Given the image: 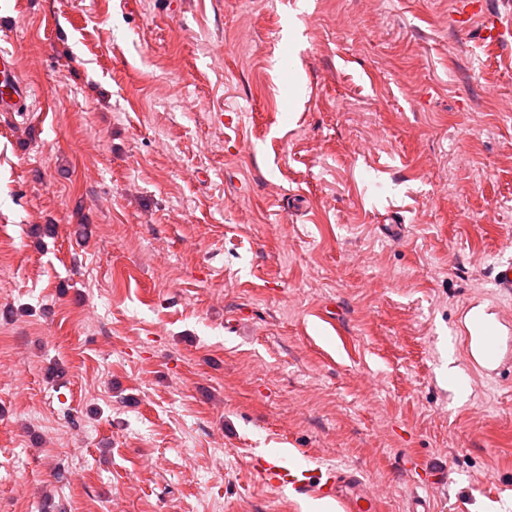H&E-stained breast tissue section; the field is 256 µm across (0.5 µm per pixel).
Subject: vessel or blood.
<instances>
[{
	"label": "vessel or blood",
	"instance_id": "vessel-or-blood-1",
	"mask_svg": "<svg viewBox=\"0 0 512 512\" xmlns=\"http://www.w3.org/2000/svg\"><path fill=\"white\" fill-rule=\"evenodd\" d=\"M456 11L461 29L481 21L483 41L495 44L512 35V16L492 11L487 0H458ZM32 97L33 90L21 79L13 56L0 52V112L27 111ZM461 318L467 323L462 330L463 348L475 351L477 369L495 373L502 363L499 321L478 320L467 310ZM253 468L270 487L334 499L339 512H383L381 499L366 492L361 479L343 469H301L266 455L255 458Z\"/></svg>",
	"mask_w": 512,
	"mask_h": 512
}]
</instances>
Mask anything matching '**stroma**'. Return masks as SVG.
<instances>
[{"label": "stroma", "mask_w": 512, "mask_h": 512, "mask_svg": "<svg viewBox=\"0 0 512 512\" xmlns=\"http://www.w3.org/2000/svg\"><path fill=\"white\" fill-rule=\"evenodd\" d=\"M309 2L0 0V512H304L279 448L512 512V363L455 344L512 304V42ZM33 90L18 73L13 55L0 52V112H25Z\"/></svg>", "instance_id": "1"}]
</instances>
